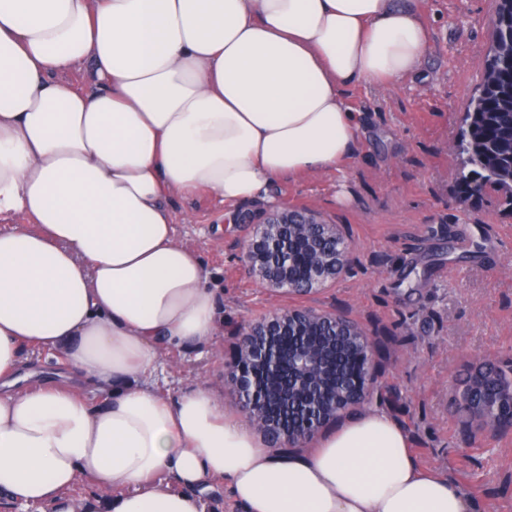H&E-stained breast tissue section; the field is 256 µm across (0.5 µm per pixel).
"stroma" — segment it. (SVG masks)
<instances>
[{
    "label": "stroma",
    "mask_w": 512,
    "mask_h": 512,
    "mask_svg": "<svg viewBox=\"0 0 512 512\" xmlns=\"http://www.w3.org/2000/svg\"><path fill=\"white\" fill-rule=\"evenodd\" d=\"M430 38L423 64L392 86L363 83L347 103L360 148L336 166L282 178L272 201L224 203L202 192L174 198L179 240L196 247L224 290L222 332L210 348L165 354L167 394L206 380L227 415L242 417L229 377L244 325L290 308L344 315L369 336L378 405L411 430L418 462L453 476L478 512H512V431H479L448 384L476 359L512 368V212L494 190L462 203L449 145L475 95L495 0H415ZM349 193L348 204L337 197ZM308 207L349 245L335 283L305 296L259 280L244 258L270 202ZM243 215L228 224L226 213Z\"/></svg>",
    "instance_id": "stroma-1"
}]
</instances>
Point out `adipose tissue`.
I'll list each match as a JSON object with an SVG mask.
<instances>
[{"mask_svg": "<svg viewBox=\"0 0 512 512\" xmlns=\"http://www.w3.org/2000/svg\"><path fill=\"white\" fill-rule=\"evenodd\" d=\"M428 37L414 0H0V221L34 224L0 231V498L211 512L220 484L244 512H476L382 407L283 451L211 385L152 379L164 351L215 343L224 299L171 197L253 201L351 156L348 90L414 73ZM27 347L67 373L25 369ZM83 477L96 504L70 494Z\"/></svg>", "mask_w": 512, "mask_h": 512, "instance_id": "adipose-tissue-1", "label": "adipose tissue"}]
</instances>
